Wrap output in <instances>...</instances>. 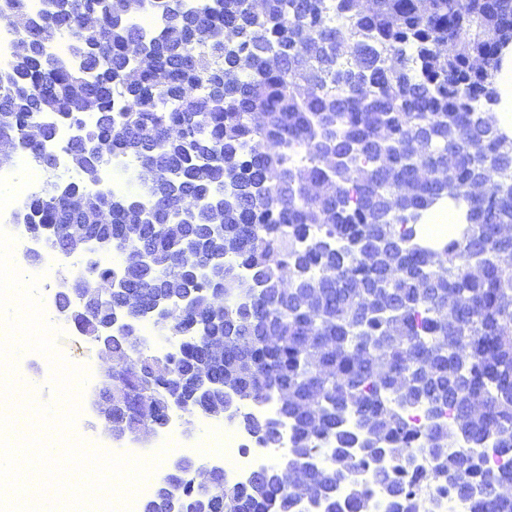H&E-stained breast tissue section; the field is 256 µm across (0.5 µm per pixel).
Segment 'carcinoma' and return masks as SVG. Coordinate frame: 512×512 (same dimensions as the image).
I'll use <instances>...</instances> for the list:
<instances>
[{"label":"carcinoma","mask_w":512,"mask_h":512,"mask_svg":"<svg viewBox=\"0 0 512 512\" xmlns=\"http://www.w3.org/2000/svg\"><path fill=\"white\" fill-rule=\"evenodd\" d=\"M14 15L26 25L0 85V144L28 145L45 172L61 124L102 149L75 148L79 179L28 196V229L53 225L63 242L77 224L111 238L126 258L115 310L181 298L180 323L157 327L179 338L168 369L153 372L129 332L112 338V396L127 421L153 395L195 411L275 400L279 418L245 410L238 427L263 448L288 444L290 462L323 460L297 492L269 466L224 480L214 505L186 472L177 497L157 484L143 512H302L306 498L321 512H371L375 494L386 512H422L424 483L471 512H512L500 494L512 467L487 468L491 455L512 462V267L499 259L512 252L501 235L512 138L493 112L512 0H50L38 21L25 0H0V24ZM143 15L161 26L143 29ZM61 38L81 57L45 62L41 48ZM116 154L152 173L143 220L122 192L100 217L92 173ZM480 180L497 189L473 192ZM76 195L80 211L68 206ZM446 197L466 212L437 256L419 225ZM191 249L223 255V276L185 262ZM109 276L70 274L84 285ZM208 293L218 299L207 312L186 301ZM107 315L69 321L89 338ZM221 339L224 355L209 357Z\"/></svg>","instance_id":"1"}]
</instances>
